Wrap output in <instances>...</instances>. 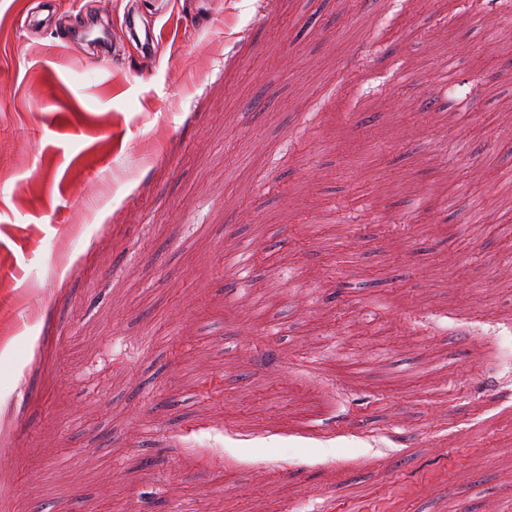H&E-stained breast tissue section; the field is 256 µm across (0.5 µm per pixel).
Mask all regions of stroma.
<instances>
[{
    "label": "stroma",
    "mask_w": 512,
    "mask_h": 512,
    "mask_svg": "<svg viewBox=\"0 0 512 512\" xmlns=\"http://www.w3.org/2000/svg\"><path fill=\"white\" fill-rule=\"evenodd\" d=\"M471 8L0 0V506L512 500V235L474 236L424 194L491 156L512 168V69L486 68L512 43H473ZM96 16L104 65L69 37ZM129 17L155 26V63L123 40ZM448 45L464 66L446 81ZM444 95L445 119L424 106ZM229 244L274 257L244 280ZM271 283L294 336L258 335L241 302ZM373 300L387 328L358 335Z\"/></svg>",
    "instance_id": "35a3bbf8"
}]
</instances>
